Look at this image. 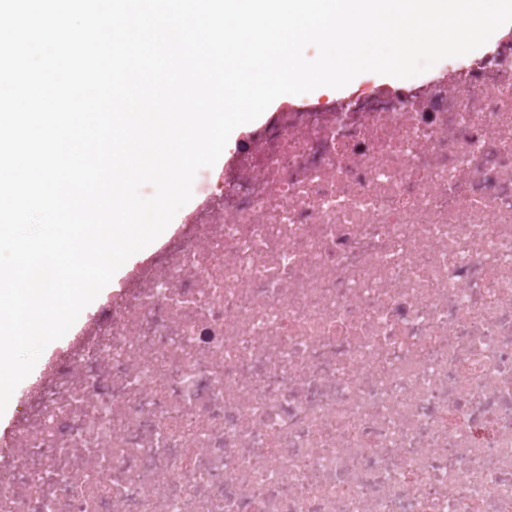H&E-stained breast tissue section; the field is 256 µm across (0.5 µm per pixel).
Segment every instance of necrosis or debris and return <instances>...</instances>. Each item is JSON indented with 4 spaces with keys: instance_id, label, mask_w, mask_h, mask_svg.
<instances>
[{
    "instance_id": "4bbe7bcc",
    "label": "necrosis or debris",
    "mask_w": 512,
    "mask_h": 512,
    "mask_svg": "<svg viewBox=\"0 0 512 512\" xmlns=\"http://www.w3.org/2000/svg\"><path fill=\"white\" fill-rule=\"evenodd\" d=\"M0 433V512H512V39L284 108ZM508 35L512 36V25L504 27L500 32L498 38L493 43L487 45L480 51L476 53H468L460 57H453L441 60L435 67H431L427 71L417 75L413 81L403 83L409 85H420L422 83L429 81L432 78L441 76L443 74L448 75V73L453 70H463L475 59L480 58L494 50L499 41Z\"/></svg>"
}]
</instances>
